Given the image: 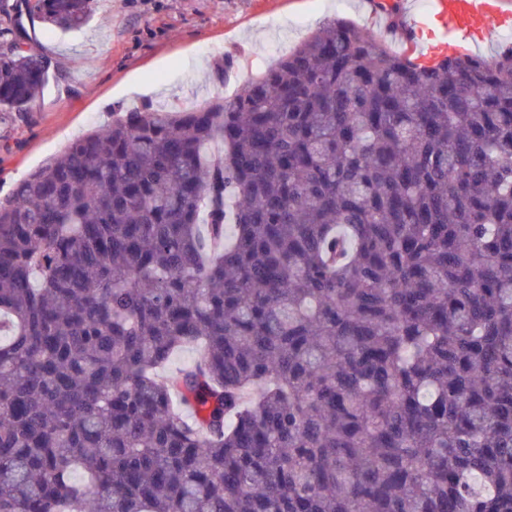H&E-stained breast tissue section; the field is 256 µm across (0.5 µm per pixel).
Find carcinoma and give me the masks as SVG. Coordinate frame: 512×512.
<instances>
[{
  "instance_id": "obj_1",
  "label": "carcinoma",
  "mask_w": 512,
  "mask_h": 512,
  "mask_svg": "<svg viewBox=\"0 0 512 512\" xmlns=\"http://www.w3.org/2000/svg\"><path fill=\"white\" fill-rule=\"evenodd\" d=\"M49 71L0 20V115ZM0 512H512V48L332 18L0 199Z\"/></svg>"
}]
</instances>
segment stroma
Returning a JSON list of instances; mask_svg holds the SVG:
<instances>
[{
  "label": "stroma",
  "mask_w": 512,
  "mask_h": 512,
  "mask_svg": "<svg viewBox=\"0 0 512 512\" xmlns=\"http://www.w3.org/2000/svg\"><path fill=\"white\" fill-rule=\"evenodd\" d=\"M372 30L363 0H95L90 23L48 31L24 18L22 35L53 76L25 122L0 120V198L79 135L127 109L203 105L240 92L329 18ZM234 69L216 80L215 68Z\"/></svg>",
  "instance_id": "35a3bbf8"
}]
</instances>
